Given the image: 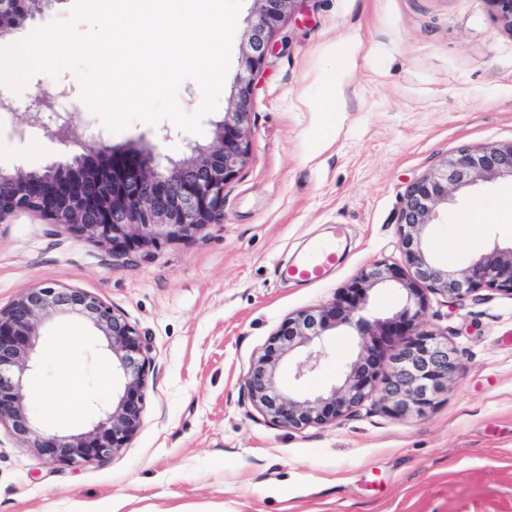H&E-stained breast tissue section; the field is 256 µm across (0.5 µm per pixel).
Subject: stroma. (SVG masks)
<instances>
[{"instance_id":"obj_1","label":"stroma","mask_w":512,"mask_h":512,"mask_svg":"<svg viewBox=\"0 0 512 512\" xmlns=\"http://www.w3.org/2000/svg\"><path fill=\"white\" fill-rule=\"evenodd\" d=\"M243 0L231 66L199 135L165 120L105 130L63 72L87 152L145 140L181 159L209 143L230 108L255 21ZM254 74L244 165L224 187V217L191 238L146 245L135 264L46 217L0 220V307L47 285L98 296L150 347L143 422L129 448L65 464L20 447L0 426V512H512V294L481 288L430 295L424 323L461 369L425 413L394 417L365 402L337 421L289 428L251 403L243 379L289 316L330 302L361 270L406 267L399 214L407 187L459 150L512 142V28L491 0H305L275 25ZM41 75L0 116V169L40 171L69 151L42 132L18 141L11 122L33 120ZM512 197V179L450 193L426 229L450 269L512 245V220L478 221ZM339 240L340 260L316 283L288 276L313 243ZM327 355L297 377L294 397L341 384L360 338L341 327ZM80 368L78 415L41 409L67 364ZM122 390L112 354L85 318L41 329L26 378L39 426L60 436L95 424Z\"/></svg>"}]
</instances>
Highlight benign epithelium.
I'll list each match as a JSON object with an SVG mask.
<instances>
[{"label": "benign epithelium", "mask_w": 512, "mask_h": 512, "mask_svg": "<svg viewBox=\"0 0 512 512\" xmlns=\"http://www.w3.org/2000/svg\"><path fill=\"white\" fill-rule=\"evenodd\" d=\"M60 0H0V37ZM257 21L245 57L255 71L269 52L271 29L297 0H256ZM252 82L238 79L235 107L214 124L210 143L189 146L190 156L162 158L154 146L141 143L118 157L102 144L96 158L74 153L72 162L42 171L0 169V219L15 212L39 213L64 230L87 234L112 245V256H132L146 243L190 237L200 227L220 220L224 185L245 162ZM43 90L37 100L47 113L40 127L72 149L85 147V130L75 113L61 112L57 99ZM512 178V143L473 151L464 148L444 169L411 184L404 197L399 224L401 247L410 271L375 264L364 269L330 303L288 318L254 360L245 378L247 395L270 420L292 428L336 421L371 396L382 384L385 412L419 414L460 371V363L437 335L425 330L421 318L428 295L459 298L477 288H495L512 295V246L476 255L468 266L449 270L433 259L424 231L435 207L448 201V191L478 180ZM395 282L406 291L407 304L392 317L371 323L356 313L365 307L377 285ZM90 321L112 352V366L124 386L112 407L103 410L88 431L57 436L34 422L26 400L24 377L36 351L40 330L61 314ZM347 326L363 338L358 357L345 365L344 380L326 392L295 398L279 392L280 366L301 351L297 375L312 371L324 357L323 336ZM149 346L126 318L98 297L78 289L31 288L0 309V424L11 427L25 448L65 463H91L129 446L142 424Z\"/></svg>", "instance_id": "1"}]
</instances>
